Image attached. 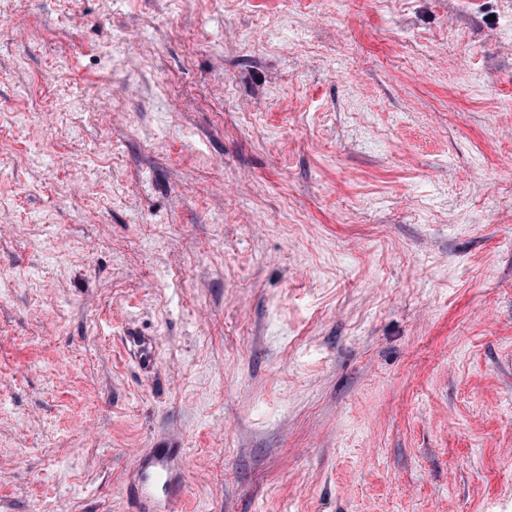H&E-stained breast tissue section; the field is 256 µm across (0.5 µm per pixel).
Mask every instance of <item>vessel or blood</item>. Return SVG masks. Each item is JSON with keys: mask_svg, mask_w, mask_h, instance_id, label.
Listing matches in <instances>:
<instances>
[{"mask_svg": "<svg viewBox=\"0 0 512 512\" xmlns=\"http://www.w3.org/2000/svg\"><path fill=\"white\" fill-rule=\"evenodd\" d=\"M184 459L183 449L170 447L136 457L128 487L133 512H184Z\"/></svg>", "mask_w": 512, "mask_h": 512, "instance_id": "1", "label": "vessel or blood"}]
</instances>
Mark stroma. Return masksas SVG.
Wrapping results in <instances>:
<instances>
[{
	"instance_id": "obj_1",
	"label": "stroma",
	"mask_w": 512,
	"mask_h": 512,
	"mask_svg": "<svg viewBox=\"0 0 512 512\" xmlns=\"http://www.w3.org/2000/svg\"><path fill=\"white\" fill-rule=\"evenodd\" d=\"M0 8V512H512V0ZM184 448H153L131 469L129 503L134 512H184L188 490Z\"/></svg>"
}]
</instances>
